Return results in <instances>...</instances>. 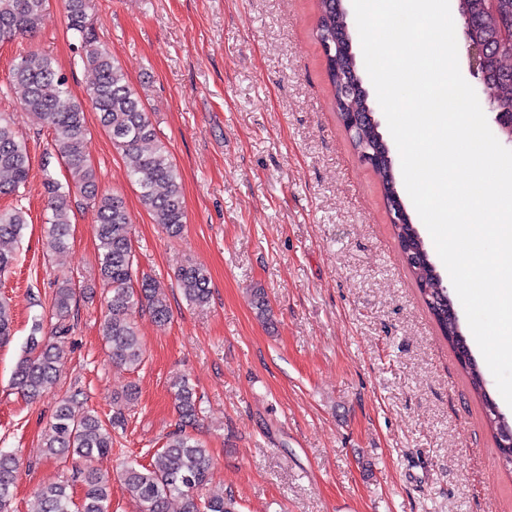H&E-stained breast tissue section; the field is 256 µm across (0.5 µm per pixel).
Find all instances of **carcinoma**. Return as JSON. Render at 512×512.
<instances>
[{
    "label": "carcinoma",
    "mask_w": 512,
    "mask_h": 512,
    "mask_svg": "<svg viewBox=\"0 0 512 512\" xmlns=\"http://www.w3.org/2000/svg\"><path fill=\"white\" fill-rule=\"evenodd\" d=\"M320 31L341 32L347 15L336 11L335 0H317ZM68 29L78 40L81 61L95 72V81L86 91L87 101L99 123L129 161L136 177L139 197L154 223L178 234L185 224V208L179 174L169 150L160 139L141 99L131 87L117 58L100 46L88 19V0H65ZM461 23L474 22L473 41L483 39L486 31L497 29L501 39L488 60V78L481 92L495 112H512V81L502 78L512 70V12H503L495 0H457ZM49 19V0H0V41L24 38L39 32ZM336 112H364L375 105L370 93L341 98L336 91V67L326 65ZM25 111L35 114L51 134L49 154L62 161L67 172L64 182L46 173V223L50 225L47 247H66L72 224V196L79 195L95 208V234L99 241L98 280L102 285L105 311L102 334L108 358L130 368L143 361V348L136 331V315L148 312L164 326L172 318L166 296L155 281L137 278L134 270L132 220L121 195L101 188L87 152V128L84 104L76 100L67 77L53 61L35 49L26 51L9 75ZM30 156L27 143L19 132L17 118L0 112V195H14L28 178ZM389 203L399 197L397 176L387 168L374 169ZM27 220L20 207L0 209V275L13 264L9 244L21 234ZM423 299L436 298L448 304V288L435 265L410 260V255L428 252L415 224L394 227ZM179 287L192 305L204 306L210 300L209 277L195 265H187L178 274ZM94 294V289L76 287L70 279L56 284L52 312L56 323L49 335L42 334V322L35 321L24 356L18 362L13 385L29 400L40 399L56 382L70 331L69 321L77 297ZM12 311L0 299V340L12 332ZM441 335L448 339L462 334L458 320L446 316L436 320ZM471 388L482 401L485 422L502 456L512 455V447L500 445L501 413L496 401L485 393L482 369L473 356L460 358ZM179 416L178 428L169 434L152 463L136 460L123 464L117 474L120 489L135 503L138 512H167L170 500L183 501V512H240L238 502L229 495L203 494L209 483L212 459L207 448L191 433L201 415L195 389L185 377L170 383ZM80 389L58 401L44 433V447L54 458H76L83 484V496L76 504L67 492V484L57 483L34 491L38 502L35 512H111L112 476L91 465L97 456L112 452V429L124 425L122 416L107 421L86 406ZM19 460L15 454L0 451V512H9L13 488L18 480Z\"/></svg>",
    "instance_id": "cac0c4a2"
}]
</instances>
